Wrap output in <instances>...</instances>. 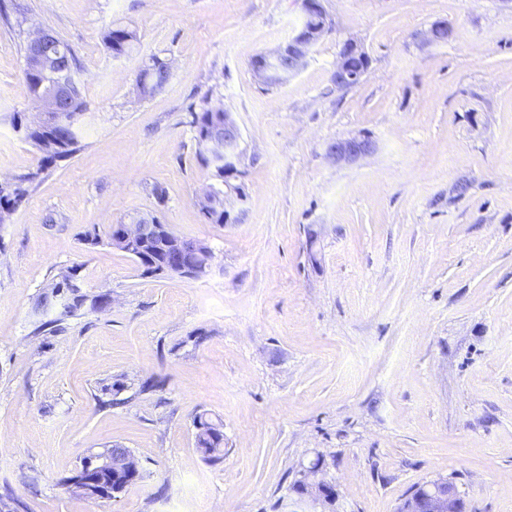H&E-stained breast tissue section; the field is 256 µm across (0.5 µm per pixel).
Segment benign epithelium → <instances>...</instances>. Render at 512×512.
Instances as JSON below:
<instances>
[{
    "label": "benign epithelium",
    "instance_id": "1",
    "mask_svg": "<svg viewBox=\"0 0 512 512\" xmlns=\"http://www.w3.org/2000/svg\"><path fill=\"white\" fill-rule=\"evenodd\" d=\"M329 29V23L304 24L292 37L276 49L259 54L252 70L263 84L286 83L307 64L313 46ZM59 43L58 37L46 29H38L30 37L26 62L39 68L50 78L46 92L35 99L40 112L29 123L28 132L38 134L50 122L63 119L62 105L73 95L77 77L67 71L60 57L48 53V48ZM369 67V58L354 41H347L340 49L332 80L338 87L357 84ZM204 144L209 161L216 167L224 166V223L234 224L236 201H244L246 194L241 184L239 170L241 134L232 113L224 112V127H211L204 133ZM374 144L365 135L339 139L328 147V155L336 162H352L371 154ZM112 244L136 256V260L164 274L172 273L187 278H199L211 267L213 253L204 243L193 246L183 243L168 225L155 215L139 216L125 224L112 226ZM324 460L302 468L300 479L293 483L295 504L299 512H319V508L338 497L335 486L322 476ZM112 475L131 486L138 480V471L130 458L88 454L80 461L72 483L95 487V496L106 493V486L99 477ZM401 512H467V504L453 483L438 478L425 483L410 494L400 506Z\"/></svg>",
    "mask_w": 512,
    "mask_h": 512
}]
</instances>
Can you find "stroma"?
<instances>
[{"label": "stroma", "mask_w": 512, "mask_h": 512, "mask_svg": "<svg viewBox=\"0 0 512 512\" xmlns=\"http://www.w3.org/2000/svg\"><path fill=\"white\" fill-rule=\"evenodd\" d=\"M0 4V183L34 177L0 224V512H292L319 457L337 512H397L439 476L468 512H512V0H323L328 32L277 87L250 61L288 41L300 0ZM438 21L452 34L428 42ZM36 27L72 47L88 107L80 150L47 169L12 125L38 111ZM116 27L137 34L119 58ZM350 39L369 68L339 88ZM153 56L171 75L143 98ZM207 106L241 132L235 224L197 204ZM364 134L370 155L328 156ZM139 215L205 242L209 273L148 274L106 242ZM72 266L88 300L56 330L37 299ZM201 418L223 425L219 459ZM115 443L141 479L71 493L80 459ZM197 427V446L201 451L212 456L224 448V431L220 424L199 419Z\"/></svg>", "instance_id": "stroma-1"}]
</instances>
